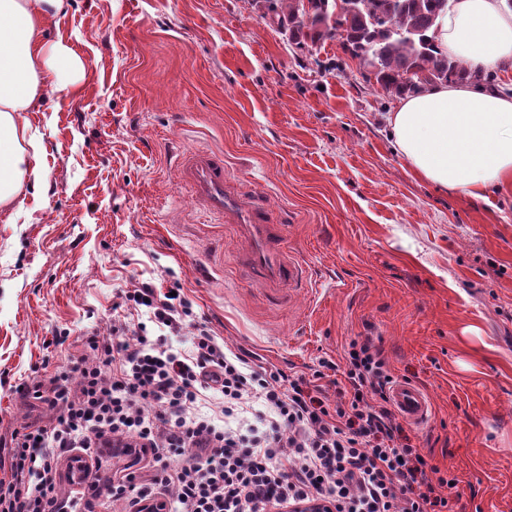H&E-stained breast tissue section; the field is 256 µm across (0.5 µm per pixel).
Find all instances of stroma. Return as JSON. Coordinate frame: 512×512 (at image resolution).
Listing matches in <instances>:
<instances>
[{"label":"stroma","instance_id":"stroma-1","mask_svg":"<svg viewBox=\"0 0 512 512\" xmlns=\"http://www.w3.org/2000/svg\"><path fill=\"white\" fill-rule=\"evenodd\" d=\"M85 67L27 119L45 180L0 212V465L45 419L48 384L107 332L124 291L179 289L195 322L269 366L311 375L379 340L430 394L413 443L455 476L462 512H512V187L481 200L419 179L338 39L308 54L252 0H69L47 28ZM223 156L231 186L286 227L308 285L273 299L243 242L203 211L183 155Z\"/></svg>","mask_w":512,"mask_h":512}]
</instances>
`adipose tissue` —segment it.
<instances>
[{
	"label": "adipose tissue",
	"instance_id": "1",
	"mask_svg": "<svg viewBox=\"0 0 512 512\" xmlns=\"http://www.w3.org/2000/svg\"><path fill=\"white\" fill-rule=\"evenodd\" d=\"M66 0H0V206L24 180L42 181L40 148L26 113L59 84L55 64L79 67L74 52L44 34ZM432 36L469 69L512 65V10L504 0H455ZM401 156L421 179L472 199L512 184V96L467 84H435L399 100L388 118Z\"/></svg>",
	"mask_w": 512,
	"mask_h": 512
}]
</instances>
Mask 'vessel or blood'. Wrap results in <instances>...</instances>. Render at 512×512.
Here are the masks:
<instances>
[{"label":"vessel or blood","mask_w":512,"mask_h":512,"mask_svg":"<svg viewBox=\"0 0 512 512\" xmlns=\"http://www.w3.org/2000/svg\"><path fill=\"white\" fill-rule=\"evenodd\" d=\"M182 174L194 199L232 225L245 242L241 264L252 279L265 286L269 296H280L303 282L306 270L286 248L284 226L266 223L259 209L247 207L239 197L226 191L222 156L188 154L182 162ZM391 402L405 421L417 426L428 423L431 401L419 385L397 381L391 389Z\"/></svg>","instance_id":"vessel-or-blood-1"}]
</instances>
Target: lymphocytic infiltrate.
Returning <instances> with one entry per match:
<instances>
[{"label": "lymphocytic infiltrate", "mask_w": 512, "mask_h": 512, "mask_svg": "<svg viewBox=\"0 0 512 512\" xmlns=\"http://www.w3.org/2000/svg\"><path fill=\"white\" fill-rule=\"evenodd\" d=\"M124 303L128 316L86 337L87 358L59 367L48 389L20 385L49 417L13 432L0 512H93L85 492L66 490L60 463L118 443L143 470L133 490L105 486L125 512L150 499L164 512H292L315 501L327 512H457L449 478L395 419L394 378L371 339L351 341L345 365L320 360L308 379L255 363L203 324L192 327L188 353L173 352L167 339L192 307L151 283ZM140 310L159 336L131 319ZM208 394L227 419L255 402L263 410L248 427L220 426L198 410Z\"/></svg>", "instance_id": "f902f5d3"}]
</instances>
